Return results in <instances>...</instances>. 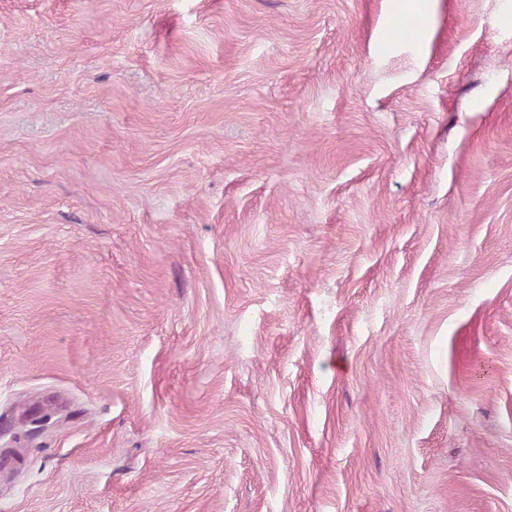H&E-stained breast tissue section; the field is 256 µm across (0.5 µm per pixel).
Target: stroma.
I'll list each match as a JSON object with an SVG mask.
<instances>
[{
  "instance_id": "1",
  "label": "stroma",
  "mask_w": 512,
  "mask_h": 512,
  "mask_svg": "<svg viewBox=\"0 0 512 512\" xmlns=\"http://www.w3.org/2000/svg\"><path fill=\"white\" fill-rule=\"evenodd\" d=\"M398 5L0 0V512H512V0Z\"/></svg>"
}]
</instances>
